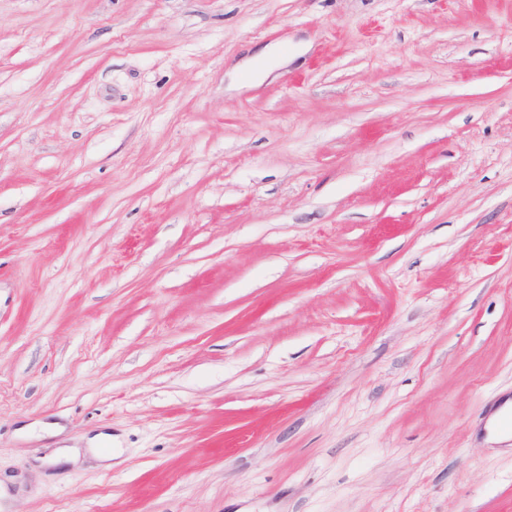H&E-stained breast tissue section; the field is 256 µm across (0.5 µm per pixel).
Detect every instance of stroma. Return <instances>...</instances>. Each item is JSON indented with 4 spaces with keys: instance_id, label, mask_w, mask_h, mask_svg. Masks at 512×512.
Listing matches in <instances>:
<instances>
[{
    "instance_id": "stroma-1",
    "label": "stroma",
    "mask_w": 512,
    "mask_h": 512,
    "mask_svg": "<svg viewBox=\"0 0 512 512\" xmlns=\"http://www.w3.org/2000/svg\"><path fill=\"white\" fill-rule=\"evenodd\" d=\"M511 398L512 0H0L6 512H512Z\"/></svg>"
}]
</instances>
